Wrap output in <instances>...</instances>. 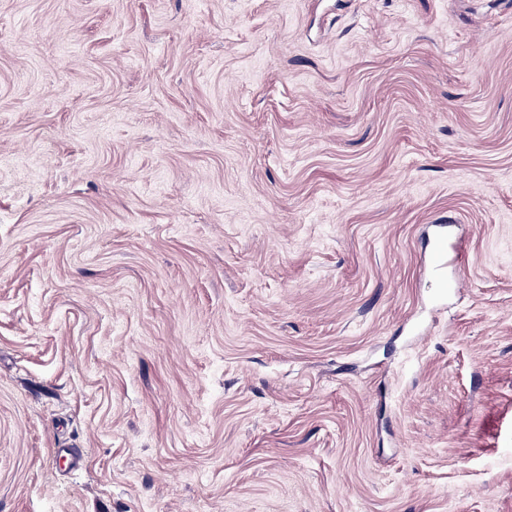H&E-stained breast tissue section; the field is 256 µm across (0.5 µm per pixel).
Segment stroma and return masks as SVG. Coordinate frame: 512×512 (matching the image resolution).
Wrapping results in <instances>:
<instances>
[{
    "label": "stroma",
    "mask_w": 512,
    "mask_h": 512,
    "mask_svg": "<svg viewBox=\"0 0 512 512\" xmlns=\"http://www.w3.org/2000/svg\"><path fill=\"white\" fill-rule=\"evenodd\" d=\"M0 512H512V0H0Z\"/></svg>",
    "instance_id": "35a3bbf8"
}]
</instances>
